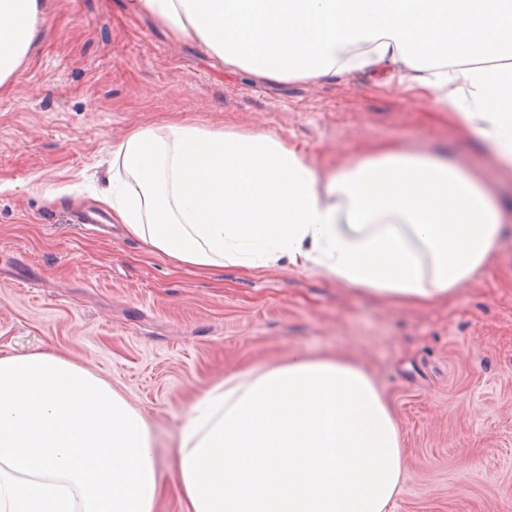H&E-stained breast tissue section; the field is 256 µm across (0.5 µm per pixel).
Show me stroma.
Instances as JSON below:
<instances>
[{"instance_id":"35a3bbf8","label":"stroma","mask_w":512,"mask_h":512,"mask_svg":"<svg viewBox=\"0 0 512 512\" xmlns=\"http://www.w3.org/2000/svg\"><path fill=\"white\" fill-rule=\"evenodd\" d=\"M47 4L42 38L0 87V349L56 353L143 415L164 482L155 512H184L176 457L194 401L299 355L348 357L373 374L404 451L390 512H512V223L498 263L452 303L415 306L317 269L179 265L111 214L77 221L99 208L113 144L174 121L269 132L323 175L382 143L444 148L497 193L486 154L398 82L257 81L131 0Z\"/></svg>"}]
</instances>
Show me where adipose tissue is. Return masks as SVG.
Segmentation results:
<instances>
[{
  "mask_svg": "<svg viewBox=\"0 0 512 512\" xmlns=\"http://www.w3.org/2000/svg\"><path fill=\"white\" fill-rule=\"evenodd\" d=\"M230 71L392 80L512 173V0H132ZM45 0H0V86L44 33ZM152 253L200 269L318 267L372 298L452 302L498 256L512 208L447 157L383 144L320 177L263 131L146 127L112 146L97 197ZM185 512H386L403 473L372 376L298 356L226 378L179 442ZM143 418L54 353L0 351V512H154Z\"/></svg>",
  "mask_w": 512,
  "mask_h": 512,
  "instance_id": "1",
  "label": "adipose tissue"
}]
</instances>
